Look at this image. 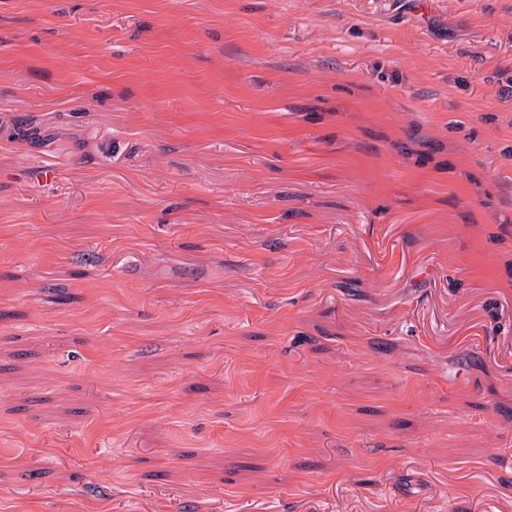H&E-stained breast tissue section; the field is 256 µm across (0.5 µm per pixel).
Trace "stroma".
<instances>
[{
	"label": "stroma",
	"instance_id": "obj_1",
	"mask_svg": "<svg viewBox=\"0 0 512 512\" xmlns=\"http://www.w3.org/2000/svg\"><path fill=\"white\" fill-rule=\"evenodd\" d=\"M0 512H512V0H0Z\"/></svg>",
	"mask_w": 512,
	"mask_h": 512
}]
</instances>
